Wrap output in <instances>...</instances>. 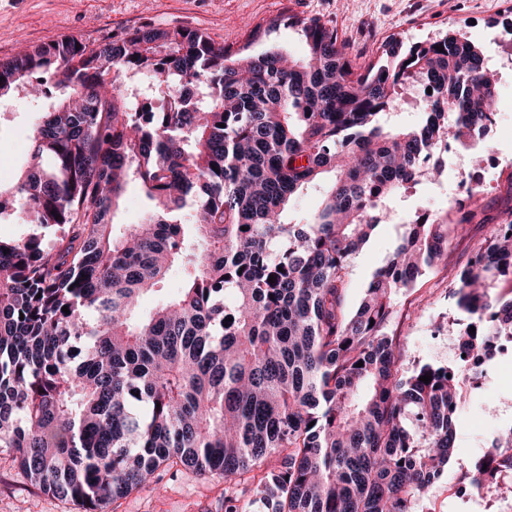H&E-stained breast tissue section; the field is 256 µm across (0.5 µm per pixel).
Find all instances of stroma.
<instances>
[{"mask_svg":"<svg viewBox=\"0 0 512 512\" xmlns=\"http://www.w3.org/2000/svg\"><path fill=\"white\" fill-rule=\"evenodd\" d=\"M317 18L331 23L357 65L376 60L382 44L396 37L424 43L453 30L491 56L512 60V0H0V59L21 49L75 36L95 44L115 33L144 27H183L206 34L218 45L247 44L250 29L274 17ZM54 94L30 99L24 94L0 101V187L9 188L29 159V146L41 112ZM440 185L421 182L405 203L406 211L443 204L445 211H477L469 235L453 242L445 262L426 269L412 290L397 298L395 327L405 369L416 364L454 363L442 347L454 341L463 313L451 296L450 283L465 264L474 242L490 225L512 222V131L492 124L474 147H454ZM473 172L484 184L480 197L469 198L462 175ZM403 234L397 224L380 225L351 260L349 307H356L377 269L384 266ZM500 404L491 417L481 394ZM470 402L456 422L455 456L448 472L412 512H468L461 488L478 445L512 422V360L497 361L491 380L470 390ZM0 512H76L61 498L32 486L5 452H0ZM104 512H224V479L185 471L156 473L127 497L114 500Z\"/></svg>","mask_w":512,"mask_h":512,"instance_id":"stroma-1","label":"stroma"}]
</instances>
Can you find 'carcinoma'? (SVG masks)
<instances>
[{
  "label": "carcinoma",
  "mask_w": 512,
  "mask_h": 512,
  "mask_svg": "<svg viewBox=\"0 0 512 512\" xmlns=\"http://www.w3.org/2000/svg\"><path fill=\"white\" fill-rule=\"evenodd\" d=\"M283 24L305 57L248 52ZM129 71L156 79L157 111L126 100ZM36 74L61 95L33 129L27 170L0 190V221L53 229L0 237V448L14 465L84 512L171 469L224 477V512L246 494L263 512H410L448 469L474 371H403L396 295L476 213L403 225L354 310L351 260L394 221L423 158L485 136L497 80L482 50L450 31L392 38L361 69L335 26L296 17L257 24L238 49L181 28L95 46L66 36L0 60V99L22 84L47 95ZM419 80L435 99L416 125L391 124L396 87ZM322 181L317 212L292 222L289 202ZM131 182L153 207L119 230ZM174 269L178 292L141 315ZM511 269L512 223L496 224L452 291L487 315L458 323L473 355L512 336V298L493 292ZM491 447L473 464L478 491L512 474V424Z\"/></svg>",
  "instance_id": "carcinoma-1"
}]
</instances>
